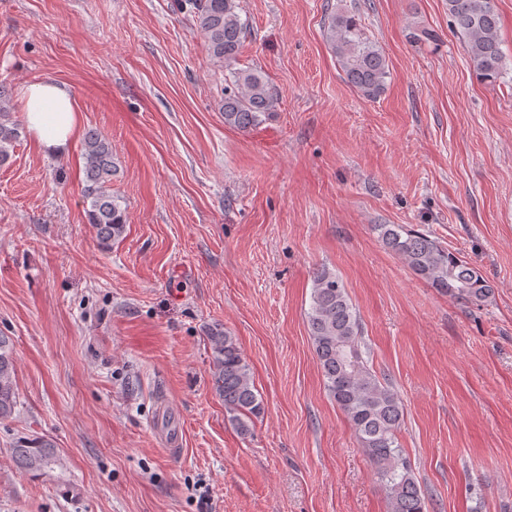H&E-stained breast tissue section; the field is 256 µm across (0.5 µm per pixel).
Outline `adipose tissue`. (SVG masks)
I'll return each instance as SVG.
<instances>
[{
  "label": "adipose tissue",
  "instance_id": "obj_1",
  "mask_svg": "<svg viewBox=\"0 0 512 512\" xmlns=\"http://www.w3.org/2000/svg\"><path fill=\"white\" fill-rule=\"evenodd\" d=\"M29 130L43 152H67L79 129V114L71 94L52 80L29 82L20 88Z\"/></svg>",
  "mask_w": 512,
  "mask_h": 512
}]
</instances>
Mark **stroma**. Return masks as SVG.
<instances>
[{
    "mask_svg": "<svg viewBox=\"0 0 512 512\" xmlns=\"http://www.w3.org/2000/svg\"><path fill=\"white\" fill-rule=\"evenodd\" d=\"M494 3L504 57L489 83L447 0H239L238 65L277 95L242 131L224 123L226 70L180 0H0L13 118L22 84H64L82 129L112 143L127 217L102 246L82 138L54 156L27 130L0 163V334L17 392L0 421V512H390L310 336L322 267L401 400L398 442L428 512H512V0ZM340 11L386 58L380 98L352 88L329 47ZM380 224L437 238L489 297L432 288ZM214 324L263 401L245 436L213 384ZM22 436L52 440L57 463L18 467Z\"/></svg>",
    "mask_w": 512,
    "mask_h": 512,
    "instance_id": "obj_1",
    "label": "stroma"
}]
</instances>
